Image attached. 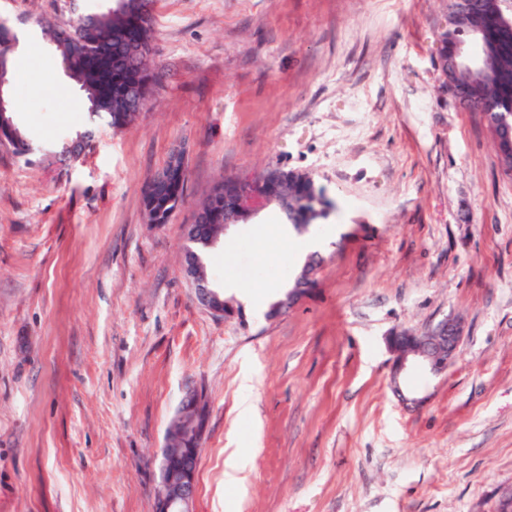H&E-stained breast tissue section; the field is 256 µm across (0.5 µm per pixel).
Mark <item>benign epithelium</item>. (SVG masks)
Wrapping results in <instances>:
<instances>
[{"label": "benign epithelium", "instance_id": "obj_1", "mask_svg": "<svg viewBox=\"0 0 512 512\" xmlns=\"http://www.w3.org/2000/svg\"><path fill=\"white\" fill-rule=\"evenodd\" d=\"M9 55L0 57V112L9 106L4 87L8 83ZM443 83L452 88L462 72L487 74L492 72L493 61L486 57L472 56L465 44L456 46L447 62L440 63ZM186 170L185 155L181 150L171 154L169 165L152 177L143 187L142 198L149 201L167 186L172 176ZM236 199L232 215L224 219L222 229L233 224L248 222L276 200V191L271 179L264 173H248L235 177ZM189 246L184 252L182 275L195 285L199 303L212 314L227 318L235 313L233 302L224 294L209 286L206 277L199 271L201 248H210L216 242L214 236L200 233V225H186ZM320 263L310 261L306 272L297 277L294 286L285 298L276 301L269 316L276 317L301 301L317 282ZM464 332L458 318H445L423 331L407 330L392 332L386 337L387 348L393 356L394 391L403 401H409L400 381L413 370L420 368L430 374H440L448 369L456 356ZM207 420L206 396L203 391L190 392L180 403L166 432L165 446L160 460V479L155 492L156 512H190V505L197 491L196 476L200 448H185L182 442L188 439L198 444L202 441Z\"/></svg>", "mask_w": 512, "mask_h": 512}]
</instances>
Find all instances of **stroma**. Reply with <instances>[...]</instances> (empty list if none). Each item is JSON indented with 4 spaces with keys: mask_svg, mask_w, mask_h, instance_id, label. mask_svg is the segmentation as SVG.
<instances>
[{
    "mask_svg": "<svg viewBox=\"0 0 512 512\" xmlns=\"http://www.w3.org/2000/svg\"><path fill=\"white\" fill-rule=\"evenodd\" d=\"M105 0H0L41 38ZM154 94L84 130L60 54L14 47L31 159L0 145V512H155L166 429L209 400L192 512H494L512 489V178L480 113L442 89L448 0H156ZM54 81L35 85L40 63ZM186 147L187 202L148 223L145 183ZM311 174L334 209L316 291L276 318L309 252L269 209L230 226L201 306L185 226L219 180ZM289 245L279 249L268 230ZM462 317L455 361L392 388L394 330ZM235 477L227 479V462Z\"/></svg>",
    "mask_w": 512,
    "mask_h": 512,
    "instance_id": "stroma-1",
    "label": "stroma"
}]
</instances>
